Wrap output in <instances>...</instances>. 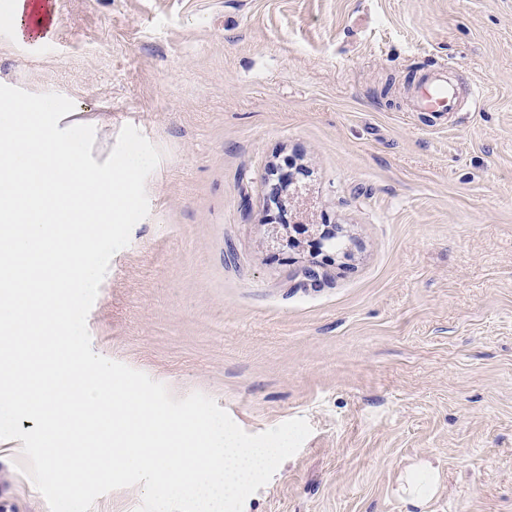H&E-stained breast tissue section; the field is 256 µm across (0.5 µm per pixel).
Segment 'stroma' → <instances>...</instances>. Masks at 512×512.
Returning a JSON list of instances; mask_svg holds the SVG:
<instances>
[{
    "instance_id": "1",
    "label": "stroma",
    "mask_w": 512,
    "mask_h": 512,
    "mask_svg": "<svg viewBox=\"0 0 512 512\" xmlns=\"http://www.w3.org/2000/svg\"><path fill=\"white\" fill-rule=\"evenodd\" d=\"M440 68L479 107L413 111ZM0 84L71 99L97 163L128 124L161 150L87 327L246 432L309 422L243 512H404L422 460L428 512H512V0H59L50 45L0 39ZM283 164L287 222L351 251L317 287L267 233ZM21 447L0 512H49ZM308 231L311 230L309 247L316 254L324 248L328 251L329 244L336 242V239L344 237L343 230L337 225H310L302 224ZM398 492L406 512H426L437 492L439 473L430 461H421L401 475ZM418 510V511H417Z\"/></svg>"
}]
</instances>
